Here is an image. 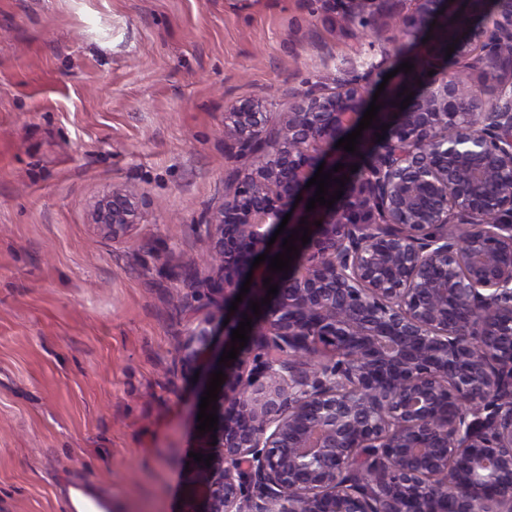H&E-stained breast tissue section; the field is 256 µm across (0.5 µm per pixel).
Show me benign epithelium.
<instances>
[{"label": "benign epithelium", "instance_id": "1", "mask_svg": "<svg viewBox=\"0 0 512 512\" xmlns=\"http://www.w3.org/2000/svg\"><path fill=\"white\" fill-rule=\"evenodd\" d=\"M324 2L346 28L391 24L413 38L421 84L403 110L406 78L387 88L362 131L384 139L358 178L335 144L364 115L369 73L225 110L239 165L199 219L212 310L180 341L181 369L196 370L219 334L230 349L243 317L252 329L237 358H211L225 377L199 453L214 459L195 463L184 512H512V356L501 354L512 344V0ZM321 164L349 181L332 207L308 212ZM147 207L114 186L93 223L126 241ZM304 217L295 285L257 317L263 280L287 275L252 264L285 252ZM454 224L466 245L448 234Z\"/></svg>", "mask_w": 512, "mask_h": 512}]
</instances>
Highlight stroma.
I'll return each instance as SVG.
<instances>
[{"label":"stroma","instance_id":"1","mask_svg":"<svg viewBox=\"0 0 512 512\" xmlns=\"http://www.w3.org/2000/svg\"><path fill=\"white\" fill-rule=\"evenodd\" d=\"M409 49L321 0H0V512H69L67 472L112 512H183L225 109L371 61L374 91ZM115 185L150 204L126 243L90 216Z\"/></svg>","mask_w":512,"mask_h":512}]
</instances>
